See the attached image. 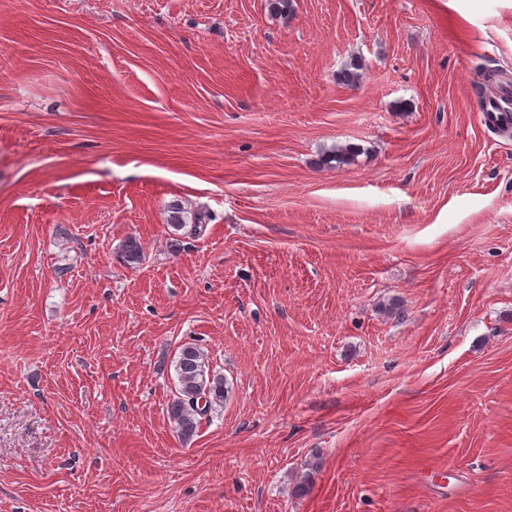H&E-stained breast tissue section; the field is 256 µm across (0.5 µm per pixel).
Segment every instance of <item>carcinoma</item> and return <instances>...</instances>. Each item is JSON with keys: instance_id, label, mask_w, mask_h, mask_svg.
Wrapping results in <instances>:
<instances>
[{"instance_id": "1", "label": "carcinoma", "mask_w": 512, "mask_h": 512, "mask_svg": "<svg viewBox=\"0 0 512 512\" xmlns=\"http://www.w3.org/2000/svg\"><path fill=\"white\" fill-rule=\"evenodd\" d=\"M361 150L356 145L338 146L330 153L321 157L320 163L328 165L332 162L338 165L355 163ZM199 224L202 216L197 214L188 218L179 204L170 206L167 224L176 231L184 229L188 223ZM122 262L135 267L145 259L144 251L138 239L130 237L125 240L120 251ZM175 371L179 388L175 398L168 404L169 418L176 424L181 438L191 440L200 425L203 416L215 405L224 403L228 395V387L224 377L207 371L203 351L192 343L180 347L175 361Z\"/></svg>"}]
</instances>
